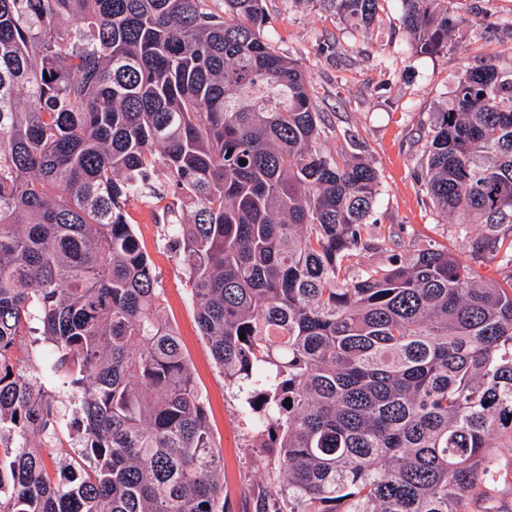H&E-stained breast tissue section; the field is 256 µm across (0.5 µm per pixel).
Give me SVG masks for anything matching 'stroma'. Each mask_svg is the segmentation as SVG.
<instances>
[{
  "label": "stroma",
  "instance_id": "35a3bbf8",
  "mask_svg": "<svg viewBox=\"0 0 512 512\" xmlns=\"http://www.w3.org/2000/svg\"><path fill=\"white\" fill-rule=\"evenodd\" d=\"M265 34L276 51L296 60L308 77L325 118L323 149L361 156L379 175L380 196L368 225L358 266L384 263L434 241L463 263L492 277L495 265L474 258L452 219L440 214L417 180L422 149L434 112L443 107L461 74L488 59H512V35L488 34L491 23L512 20V0H452L451 9L470 28L447 51L425 55L409 46L399 23L397 0H382L370 28H357L323 9L295 0H265ZM333 51H323L324 43ZM143 250L160 280L163 315L175 327L223 450L224 495L231 512H254L269 477L254 470L253 433L237 392L224 381L200 333L187 275L166 247L163 212L152 204L126 206ZM461 512H512V447L496 451L492 478L477 484Z\"/></svg>",
  "mask_w": 512,
  "mask_h": 512
}]
</instances>
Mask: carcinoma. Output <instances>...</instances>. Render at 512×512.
Listing matches in <instances>:
<instances>
[{
    "instance_id": "cac0c4a2",
    "label": "carcinoma",
    "mask_w": 512,
    "mask_h": 512,
    "mask_svg": "<svg viewBox=\"0 0 512 512\" xmlns=\"http://www.w3.org/2000/svg\"><path fill=\"white\" fill-rule=\"evenodd\" d=\"M398 2L417 52L467 34L450 0ZM328 3L368 28L379 0ZM266 23L263 0H0V512H230L132 198L175 200L200 332L278 460L259 512H460L512 444V65L465 71L420 168L503 281L431 242L357 267L378 172L321 149ZM52 380L81 393L54 475ZM39 336H18L15 353L25 365L23 374L32 378L38 376L46 361V347L41 342H33ZM76 426L77 424L74 423L69 424V431L64 427L63 432H60V439L63 443V447H58L60 445H55L54 447L49 445L47 448H42L43 460L50 474H54L56 472L57 463L61 456H64L66 452L72 453L71 448H76L79 438L76 433ZM59 448H66V450L61 451Z\"/></svg>"
}]
</instances>
